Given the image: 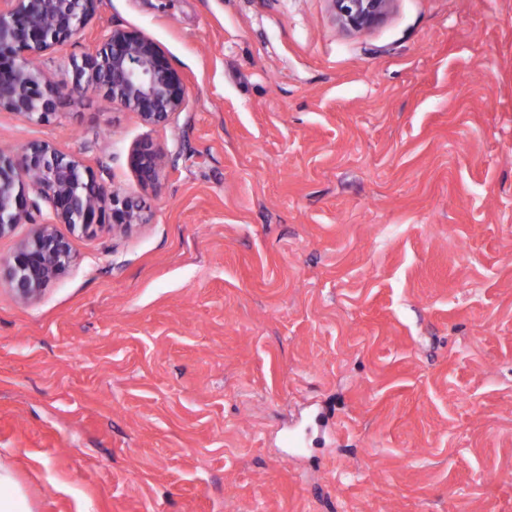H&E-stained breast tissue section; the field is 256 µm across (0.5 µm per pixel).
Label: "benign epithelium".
Masks as SVG:
<instances>
[{"label":"benign epithelium","instance_id":"1","mask_svg":"<svg viewBox=\"0 0 512 512\" xmlns=\"http://www.w3.org/2000/svg\"><path fill=\"white\" fill-rule=\"evenodd\" d=\"M338 23L368 30L390 12L394 0H331ZM102 0H0V111L47 122L57 113L63 91L34 59L74 41L98 12ZM77 80L68 94L104 91L112 102L135 113L147 126L166 124L183 110L187 90L160 45L148 36L114 28L80 58L72 59ZM167 163L163 148L150 140L135 143L128 164L144 185L152 184ZM45 199L51 217L38 224L33 211ZM144 223L138 199L106 193L81 160L47 142H30L5 155L0 150V238L21 224L28 236L9 261L17 298L36 301L43 287L72 262L67 238L56 225L88 235L115 234Z\"/></svg>","mask_w":512,"mask_h":512}]
</instances>
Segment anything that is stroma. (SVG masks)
<instances>
[{
	"mask_svg": "<svg viewBox=\"0 0 512 512\" xmlns=\"http://www.w3.org/2000/svg\"><path fill=\"white\" fill-rule=\"evenodd\" d=\"M183 76L147 127L101 93L0 111L145 223L0 275V471L27 512H512V0H102ZM164 147L145 186L127 155ZM338 23L347 29L368 30L390 12L394 0H331Z\"/></svg>",
	"mask_w": 512,
	"mask_h": 512,
	"instance_id": "stroma-1",
	"label": "stroma"
}]
</instances>
